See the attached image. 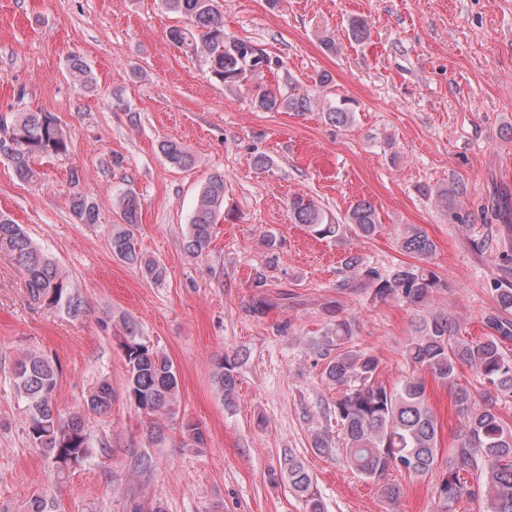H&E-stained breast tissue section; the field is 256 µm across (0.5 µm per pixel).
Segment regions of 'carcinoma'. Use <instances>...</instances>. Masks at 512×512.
Wrapping results in <instances>:
<instances>
[{"label":"carcinoma","instance_id":"obj_1","mask_svg":"<svg viewBox=\"0 0 512 512\" xmlns=\"http://www.w3.org/2000/svg\"><path fill=\"white\" fill-rule=\"evenodd\" d=\"M215 0H162L163 7L185 17L190 27H174L167 32L177 46H191L204 56L208 71L231 90L239 86L245 72L259 77L272 69L275 61L260 43L224 37V17ZM70 75L79 89L91 83L90 70L78 57L70 64ZM254 106L265 112L281 110L306 112L312 99L305 94H283L265 89L257 94ZM329 123L344 126L353 119L346 99L328 109ZM70 138L58 119L49 112H12L0 114V160L12 167L25 183H38L42 172L38 161L69 152ZM167 162L180 170H189L195 160L176 140L160 145ZM70 209L80 224H96L99 210L87 195L80 192L70 200ZM121 223L110 237L112 254L122 262L139 267L155 282L163 280L166 269L146 260L135 242L140 203L132 191L122 192L117 201ZM224 209V176L214 174L200 189L189 222L186 249L200 257L211 243L212 225ZM294 223L302 224L319 239L338 242L352 234L370 239L382 230L374 205L363 198L347 210L344 220L333 222L313 199L299 194L289 203ZM398 247L415 259L381 273L367 266L356 253L343 258L349 273L337 284L354 288L363 284L371 289L372 298L394 300L408 306L424 308L448 283L432 269L431 259L437 246L427 232L416 224L400 231ZM12 256L25 278L32 304L78 318L86 312L85 300L78 286L63 273L56 261L35 245L22 227L5 213H0V251ZM495 307L484 317L486 336L473 341L459 335L455 321L445 309L426 312L414 321L413 332L405 347V356L416 367L453 394L454 407L462 417V434L448 449V462L438 469V421L430 407L423 379L409 377L390 388L379 380L380 361L354 344L355 323L336 316L328 328L321 347L326 359V379L336 387L339 398L333 413L345 440L347 464L359 475L373 481L381 496L397 501L401 487L389 480L393 471L409 476H436L438 512H454L463 499L482 496L488 512H512V421L498 412L497 401L512 399V359L505 348L512 343V283L498 281L492 288ZM126 367L123 393L126 402L148 421L147 440L158 444L165 440L159 418L175 419L180 394L179 378L169 357L149 347L137 336L135 327L126 326L120 343ZM467 364L483 387L484 405L476 403L470 390L457 383L458 365ZM233 366L219 356L214 360L212 378L225 395L234 391ZM60 368L44 355H30L16 364L14 387L18 399L25 403L26 434L31 443L44 449L63 477L81 464L90 453V434L85 414H104L116 397L112 383L100 382L77 410L64 413L55 403ZM178 433L183 445L202 448L205 435L198 424L181 421ZM268 481H282L306 505V512H324L312 475L293 457L284 459L277 470L268 473Z\"/></svg>","mask_w":512,"mask_h":512}]
</instances>
